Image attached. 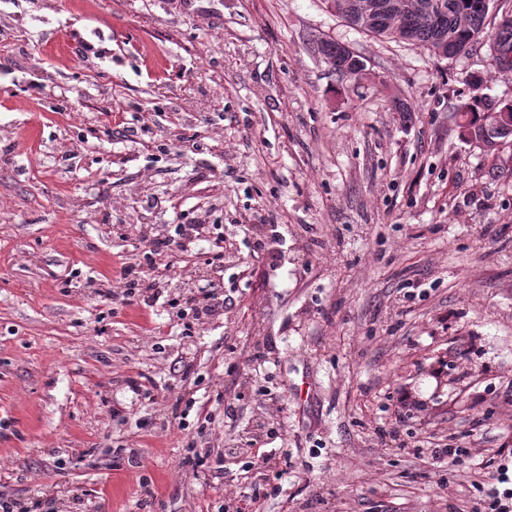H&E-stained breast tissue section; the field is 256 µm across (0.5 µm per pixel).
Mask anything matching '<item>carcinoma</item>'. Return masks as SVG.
I'll list each match as a JSON object with an SVG mask.
<instances>
[{
	"mask_svg": "<svg viewBox=\"0 0 512 512\" xmlns=\"http://www.w3.org/2000/svg\"><path fill=\"white\" fill-rule=\"evenodd\" d=\"M331 11L350 25L387 41L406 43L434 56L453 59L467 52L486 30L488 11L472 9L470 0H394L404 9L391 14H364L358 4L364 0H323ZM318 52L336 71L349 76L345 47L323 40ZM492 66L503 70L501 61H512V14L504 15L491 35ZM503 105L474 94L459 107V136L473 142L491 126L512 123V112L502 114Z\"/></svg>",
	"mask_w": 512,
	"mask_h": 512,
	"instance_id": "cac0c4a2",
	"label": "carcinoma"
}]
</instances>
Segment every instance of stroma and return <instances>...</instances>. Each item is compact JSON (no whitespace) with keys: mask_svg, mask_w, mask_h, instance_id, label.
<instances>
[{"mask_svg":"<svg viewBox=\"0 0 512 512\" xmlns=\"http://www.w3.org/2000/svg\"><path fill=\"white\" fill-rule=\"evenodd\" d=\"M475 93L512 100L487 42L435 58L324 0H0V496L235 512L249 437L281 459L261 512H472L512 473V141L460 139ZM265 220L274 266L243 243ZM194 222L224 234L223 318L100 302L152 265L138 225ZM432 433L460 465L424 464ZM342 45V46H341ZM339 44L335 40H322L318 46V52L329 62H331L336 71L345 76H355L352 75L350 70L348 69L346 53L350 54L353 59L357 63V68L355 71L358 73H362L365 64L361 57L355 56L357 55L350 47L344 44ZM344 46V47H343ZM347 49V50H346Z\"/></svg>","mask_w":512,"mask_h":512,"instance_id":"stroma-1","label":"stroma"}]
</instances>
